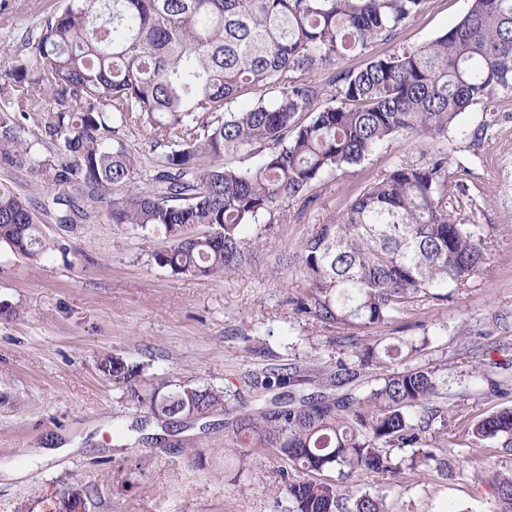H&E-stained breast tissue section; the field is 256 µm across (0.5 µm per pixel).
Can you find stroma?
Returning a JSON list of instances; mask_svg holds the SVG:
<instances>
[{
	"label": "stroma",
	"mask_w": 512,
	"mask_h": 512,
	"mask_svg": "<svg viewBox=\"0 0 512 512\" xmlns=\"http://www.w3.org/2000/svg\"><path fill=\"white\" fill-rule=\"evenodd\" d=\"M55 0H0V69L21 23ZM470 0H427L395 42L417 46L457 23ZM436 147L467 173L459 198L470 223L485 225L486 262L447 302H411L408 336L427 337L421 361L437 363L457 397L448 414L447 478H410L388 489L392 512H491L490 489L476 482L462 422L512 407V91L459 115ZM421 146L385 144L352 172L327 176L303 208L282 203L281 221L262 225L247 260L226 278L173 275L154 246L125 225L96 220L61 226L44 217L48 239L65 250L38 263L0 244V512H57L72 490L85 512H273L279 465L246 470L224 463V418L176 432L174 447L117 437L133 410L99 370L109 355L143 369V380L191 381L252 398L244 377L273 365L335 370L348 328L297 314L298 272H276L284 252L336 215L398 160L417 163ZM202 445L190 453L185 441Z\"/></svg>",
	"instance_id": "1"
}]
</instances>
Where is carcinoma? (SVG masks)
Returning <instances> with one entry per match:
<instances>
[{
    "instance_id": "carcinoma-1",
    "label": "carcinoma",
    "mask_w": 512,
    "mask_h": 512,
    "mask_svg": "<svg viewBox=\"0 0 512 512\" xmlns=\"http://www.w3.org/2000/svg\"><path fill=\"white\" fill-rule=\"evenodd\" d=\"M426 0H58L17 35L0 71V167L26 166L63 192L35 201L0 184V244L31 262L49 249L39 214L58 224L91 213L167 246L158 265L176 275L228 277L246 260V230L274 223L285 201H314L313 185L346 174L382 145L435 140L458 116L512 89V0H471L432 40L372 55ZM365 56L359 69L343 67ZM320 73L312 79L309 74ZM251 107L231 104L245 91ZM38 112L33 129L20 119ZM173 142L145 186L143 162L114 125ZM261 153L254 167L213 160ZM392 165L336 216L282 255L303 276L297 311L326 324L380 328L411 300L442 301L485 263L488 233L454 207L461 164L437 149ZM203 226L202 236L188 229ZM428 337L351 339L349 362L328 372L273 366L260 403L210 385L136 384L139 366L112 355L100 371L123 389L137 418L176 426L224 414V449L242 460L271 457L284 485L276 512H389L386 495L359 487L370 471L391 486L447 468V380L414 364ZM354 393L306 396L316 380ZM475 447H512V408L475 420ZM493 512H512V470L476 475Z\"/></svg>"
}]
</instances>
